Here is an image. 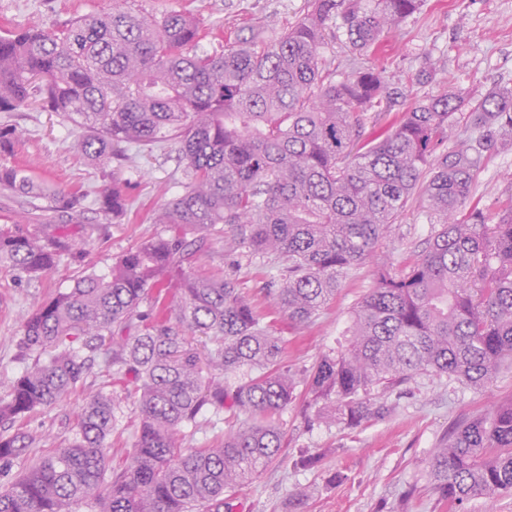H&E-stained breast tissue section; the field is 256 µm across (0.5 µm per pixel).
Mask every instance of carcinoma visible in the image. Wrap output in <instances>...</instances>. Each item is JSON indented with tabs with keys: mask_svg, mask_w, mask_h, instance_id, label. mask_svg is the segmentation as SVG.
Masks as SVG:
<instances>
[{
	"mask_svg": "<svg viewBox=\"0 0 512 512\" xmlns=\"http://www.w3.org/2000/svg\"><path fill=\"white\" fill-rule=\"evenodd\" d=\"M425 0H310L270 37L261 26L222 53L192 52L197 22L117 0L112 12L57 27L34 22L0 35V112L33 104L81 129L71 149L107 165L134 148L172 144L180 192L157 210L166 233L126 251L40 303L17 347L32 364L0 398V423L51 407L83 385L101 359L112 382L138 394V433L108 470L122 400L88 394L74 438L0 487V512H234L243 483L276 461L277 417L304 385L344 428L384 418L414 376L482 386L512 362V189L490 213L473 195L488 151L512 139V86L466 100L447 91L398 113L382 140L363 141L368 113L389 112L392 77L353 64L342 77L324 55L333 29L376 54L382 37ZM464 146L434 157L456 115ZM98 210L129 206L122 180ZM0 188L47 198L25 166L0 168ZM439 225L399 274L377 246L413 200ZM276 270L267 296L295 331L311 325L356 267L376 283L336 341L299 377L283 366L286 339L264 321L237 279L191 272L214 239ZM64 245L0 225V270L37 278ZM148 310H141L142 304ZM237 377L232 383L229 377ZM238 420L222 440L189 448L205 414ZM37 436L0 432V471L30 455ZM436 503L460 512L475 497L512 493V399L458 424L430 466Z\"/></svg>",
	"mask_w": 512,
	"mask_h": 512,
	"instance_id": "carcinoma-1",
	"label": "carcinoma"
}]
</instances>
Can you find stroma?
Returning a JSON list of instances; mask_svg holds the SVG:
<instances>
[{"label": "stroma", "mask_w": 512, "mask_h": 512, "mask_svg": "<svg viewBox=\"0 0 512 512\" xmlns=\"http://www.w3.org/2000/svg\"><path fill=\"white\" fill-rule=\"evenodd\" d=\"M149 13L179 11L199 22L201 49L224 51L234 45L239 31L250 25L264 27L269 35L285 31L302 18L308 0H138ZM113 0H0V29L20 30L31 22L48 26L65 23L84 14L111 12ZM326 55L337 73L348 72L353 60L376 64L399 79L409 102L437 96L453 89L479 98L499 85L512 86V0H427L423 11L403 21L386 36L382 58L358 56L350 48L344 30H337ZM452 83H445V76ZM17 128L19 139L11 151L0 152V165H29L40 183L65 188L79 196L78 216L52 213L49 223L37 230L47 235L62 233L65 224L77 222L84 238L82 256L61 254L49 275L30 280L0 271V396L21 374L27 362L18 355L21 319L33 302H45L72 288L81 276L107 271L115 259L152 236L164 225L153 223L155 209L178 193L174 183L179 166L174 146L135 154L127 190L126 214L108 219L99 213L94 199L104 179L98 167L74 153L70 142L74 126L56 113L34 108L0 112V123ZM512 182V144L488 153L474 176V193L483 205L494 206ZM433 232L418 204H409L396 224L390 225L379 249L394 271L421 254ZM198 275L212 271L238 279L241 288L268 310L264 286L268 270L261 260L228 256L223 243H214L193 266ZM375 285L373 266L355 269L329 307L299 336L291 337L283 353L290 368L310 366L335 346L353 306ZM112 386L122 397L118 432L111 441L117 453L110 466L121 465V447L134 440L136 421L132 400L101 366H94L84 389L61 403L35 410L21 423L23 430L38 434L36 453L67 445L73 434L62 425L83 407L88 391ZM512 399V370H502L490 384L470 387L420 374L401 386L393 401V413L358 429L345 430L329 419H317L310 396L290 403L280 417L284 447L279 460L260 478L244 487L235 512H287L288 495H308L307 512H440L435 505L430 477L433 452L452 423L463 417L486 414L495 403ZM319 457L317 467L301 465V453Z\"/></svg>", "instance_id": "obj_1"}]
</instances>
